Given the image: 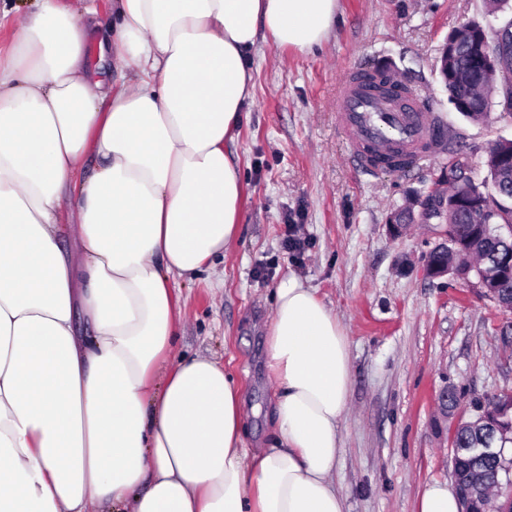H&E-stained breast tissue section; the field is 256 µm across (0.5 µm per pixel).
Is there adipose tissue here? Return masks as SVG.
Returning <instances> with one entry per match:
<instances>
[{"label": "adipose tissue", "mask_w": 512, "mask_h": 512, "mask_svg": "<svg viewBox=\"0 0 512 512\" xmlns=\"http://www.w3.org/2000/svg\"><path fill=\"white\" fill-rule=\"evenodd\" d=\"M337 5L119 0L100 51L129 73L115 87L87 68L92 6L40 0L19 19L0 54V512H345L334 475L351 347L312 289L291 277L275 290L264 447H246V399L221 364L169 360L171 277L239 236L226 145L252 98L257 35L310 51ZM67 208L77 260L60 244ZM79 312L91 337L75 333Z\"/></svg>", "instance_id": "obj_1"}]
</instances>
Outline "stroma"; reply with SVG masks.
<instances>
[{"label": "stroma", "mask_w": 512, "mask_h": 512, "mask_svg": "<svg viewBox=\"0 0 512 512\" xmlns=\"http://www.w3.org/2000/svg\"><path fill=\"white\" fill-rule=\"evenodd\" d=\"M488 3L338 0L337 22L306 53L259 32L253 102L228 145L243 181L240 235L223 263L171 282L183 316L175 355L219 361L250 408H266L275 390L264 359L279 283L296 278L331 309L352 352L335 475L346 512H418L428 484L453 483L452 427L473 417L474 399L512 388V344L501 334L512 313L475 282L426 276L442 225L390 231L392 214L432 187L450 156L479 180L492 145L512 139L499 106L480 121L456 112L439 73L453 29L512 17V0L494 14ZM377 65L440 113L447 154L376 176L355 165L329 101L349 71ZM290 224L302 251L284 245ZM445 390L457 399L446 412Z\"/></svg>", "instance_id": "35a3bbf8"}]
</instances>
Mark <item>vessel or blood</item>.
Segmentation results:
<instances>
[{
	"mask_svg": "<svg viewBox=\"0 0 512 512\" xmlns=\"http://www.w3.org/2000/svg\"><path fill=\"white\" fill-rule=\"evenodd\" d=\"M331 108L353 161L373 175L380 170L378 158L399 151L417 164L441 155L446 142L440 116L427 111L417 93L399 89L382 95L361 70L339 82Z\"/></svg>",
	"mask_w": 512,
	"mask_h": 512,
	"instance_id": "b4317fda",
	"label": "vessel or blood"
}]
</instances>
